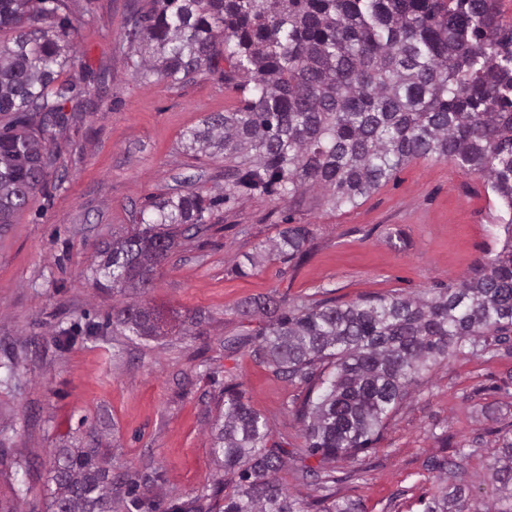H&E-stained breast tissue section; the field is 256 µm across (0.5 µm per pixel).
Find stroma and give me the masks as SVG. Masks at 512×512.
<instances>
[{
	"instance_id": "1",
	"label": "stroma",
	"mask_w": 512,
	"mask_h": 512,
	"mask_svg": "<svg viewBox=\"0 0 512 512\" xmlns=\"http://www.w3.org/2000/svg\"><path fill=\"white\" fill-rule=\"evenodd\" d=\"M154 6L68 0L75 58L64 76L81 86L83 108L50 142L57 163L45 185L0 226V512H45L51 449L95 443L129 479L158 473L140 512H172L224 478L209 430L230 382L287 449L280 482L300 498L319 497L301 469L320 468V459L306 455L293 416L309 386L285 381L247 350H225V338L262 324L242 317L241 304L413 295L470 276L504 241V208L483 179L420 158L353 207L332 208L318 188L296 204L274 196L222 204L150 287L119 292L94 280L106 244L130 232L158 197L224 188L223 158L186 149L185 134L210 114L241 107L243 95L224 83L221 58L178 84L141 78L126 58L128 20ZM289 220L312 232L308 259L240 271L245 255ZM132 302L160 312V336L107 326L113 310ZM196 312L206 321L199 335H185L184 320ZM509 428L512 352L454 355L422 372L371 449L333 462L343 473L333 492L366 512H420L421 497L463 478L479 506L498 505L488 466ZM458 448L467 452L460 475L428 470V458ZM16 459L28 473L7 476Z\"/></svg>"
}]
</instances>
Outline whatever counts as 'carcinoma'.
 <instances>
[{"label": "carcinoma", "instance_id": "obj_1", "mask_svg": "<svg viewBox=\"0 0 512 512\" xmlns=\"http://www.w3.org/2000/svg\"><path fill=\"white\" fill-rule=\"evenodd\" d=\"M66 0H0V224L23 208L56 164L47 145L67 124L64 103L77 85L59 82L73 61ZM136 72L183 82L215 59L224 83L248 93L244 106L217 112L186 135V147L224 155V193L162 197L139 228L112 241L103 264L112 289L144 288L186 240L229 201L276 195L293 200L317 186L335 208L354 207L406 163L453 162L484 180L512 212V29L497 0H156L130 16ZM500 252L473 275L422 295L285 309L249 299L240 314L261 315L246 348L281 378L319 384L295 410L306 453L334 462L370 448L420 373L464 350L502 345L512 335V217ZM310 230L296 224L250 260L303 262ZM159 313L129 304L112 324L156 335ZM211 451L238 478L202 489L175 512H365L327 494L336 476L302 469L325 495L304 501L277 474L288 451L270 442L263 417L238 385L220 390ZM47 512H125L142 506L137 483L112 474L97 448H55ZM489 468L501 507L512 512V435ZM423 512H480L463 483L424 503Z\"/></svg>", "mask_w": 512, "mask_h": 512}]
</instances>
